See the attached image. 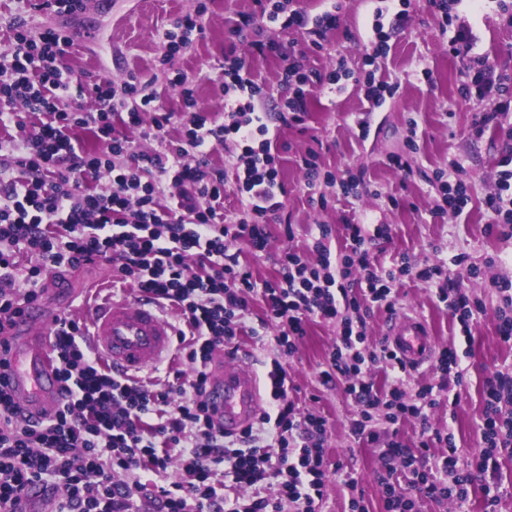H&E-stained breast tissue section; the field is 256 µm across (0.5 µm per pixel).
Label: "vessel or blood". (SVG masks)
Returning a JSON list of instances; mask_svg holds the SVG:
<instances>
[{"label": "vessel or blood", "mask_w": 512, "mask_h": 512, "mask_svg": "<svg viewBox=\"0 0 512 512\" xmlns=\"http://www.w3.org/2000/svg\"><path fill=\"white\" fill-rule=\"evenodd\" d=\"M46 306L31 305L17 318L0 344L7 349V367L0 369V388L32 419L44 421L55 415L60 389L52 353V336L45 333L62 299L47 289ZM93 345L113 371L135 374L160 364L170 352L177 334L175 326L147 301L108 298L90 311ZM384 341L409 367L434 361L437 345L427 320L419 313L397 312L389 322ZM209 406L236 434L251 424L264 409L261 383L255 372L222 363L210 370Z\"/></svg>", "instance_id": "obj_1"}]
</instances>
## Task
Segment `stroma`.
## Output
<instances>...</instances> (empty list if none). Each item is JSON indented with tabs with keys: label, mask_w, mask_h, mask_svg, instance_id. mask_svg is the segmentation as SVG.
I'll list each match as a JSON object with an SVG mask.
<instances>
[{
	"label": "stroma",
	"mask_w": 512,
	"mask_h": 512,
	"mask_svg": "<svg viewBox=\"0 0 512 512\" xmlns=\"http://www.w3.org/2000/svg\"><path fill=\"white\" fill-rule=\"evenodd\" d=\"M379 5L380 0H348L338 28L326 34L319 49L311 45L304 32L284 29L276 23L269 25V35L280 43L294 45L297 58L307 68L323 71L341 62L357 73L364 67L366 24ZM195 9L202 12L204 35L182 48L172 65L193 76L198 109L219 119L224 114V94L217 69L225 52L233 48L238 54L251 56L247 43L230 42L228 30L242 15L256 11L254 0H102L98 10L74 17L55 13L38 16L37 25L60 30L93 29L95 40L74 55V65L94 79L118 80L127 69L141 70L154 78L164 107L174 109L179 105L177 95L168 89L158 58L165 30L179 16ZM453 13L458 22L471 27L476 37L475 53L486 58L497 72L512 77V23L500 14L494 0H458ZM441 24L442 18L429 0H414L408 18L392 34L387 55L375 63L378 76L397 86L382 106L370 108L363 86L351 81L332 91L314 90L304 125L286 127L281 132L285 145L281 172L288 187L282 215L291 220L294 236L286 238L282 222L271 224L267 249L256 255L241 253L240 260L250 265L257 279H274L288 245L305 246L317 225L326 224L332 230L333 245L341 246L344 224L363 216L391 227L390 239L376 249L382 263H392L403 254L416 261L450 259L451 276L483 301L486 312L475 324L473 342L462 359L465 380L459 389V404L442 405L433 414L431 424L454 433L458 467L471 471L483 447L484 380L494 372L512 370V347L497 339L495 321L499 304L495 285L512 281V236L489 229L490 217L483 206L484 197L494 187L497 162L505 150L512 149V138L499 128L487 129L479 137L472 135L474 114L493 109L495 103L462 97L465 64L450 52V35L443 32ZM251 58L257 80L276 87L281 60L273 55ZM425 66L433 72L432 82L418 75ZM360 118L370 125L364 139L359 138L356 126ZM411 133L417 144L413 150L406 145ZM310 148L318 152L321 169L337 177L336 183L324 182L317 187L328 199L324 208L310 202L304 172L297 164L299 154ZM394 154L404 155L409 161L411 175H402L389 166L388 159ZM454 165L463 170L472 201L460 216H433L436 192L424 175ZM351 170L365 173L357 198L343 197L338 185ZM459 254L466 258L461 266L453 263ZM490 257L497 260L491 267L485 264ZM472 265L480 267L479 276L469 275ZM111 279L112 268L108 265L66 274L64 287L80 291L71 307L74 317L86 318L91 301L111 293L138 298V291L132 288L112 292L105 289V282ZM397 307L419 312L428 320L437 345L448 344L452 336L449 315L423 284L406 282ZM335 337V324L315 320L298 353L285 362L292 384L299 388L294 396L298 409L314 410L327 417L328 460L342 465L340 472L329 473L318 512H348L350 492L345 481L350 477L357 479L369 512H384L381 489L374 480L376 451L355 442L349 431L356 408L342 386L326 388L320 383L319 374L326 367Z\"/></svg>",
	"instance_id": "1"
}]
</instances>
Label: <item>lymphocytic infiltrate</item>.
<instances>
[{
	"label": "lymphocytic infiltrate",
	"mask_w": 512,
	"mask_h": 512,
	"mask_svg": "<svg viewBox=\"0 0 512 512\" xmlns=\"http://www.w3.org/2000/svg\"><path fill=\"white\" fill-rule=\"evenodd\" d=\"M293 0H263L259 13L243 16L232 36L248 41L254 52L284 59L276 89L255 79L243 59L225 55L218 79L224 90V118L215 120L196 108L188 73L171 68L180 49L203 28L198 13L179 17L167 30L162 64L168 84L180 94L181 109H164L157 91L142 74L127 72L86 84L68 60L73 33L32 26L34 0H18L6 25L10 56L0 55V334L15 323L23 306L40 299L44 273L56 281L66 272L110 264L119 282L137 288L157 303L173 307L183 325L177 343L190 375L174 383L146 385L115 378L87 343L86 325L62 317L53 331V352L63 402L56 415L38 425L19 421L13 400L0 390V512H18L20 501L38 491L55 492L54 512H316L324 497L328 461V421L299 412L290 395L283 358L293 356L315 319L335 322L336 341L320 382L342 385L357 408L351 435L374 445L380 467L376 480L386 512H419L420 499L466 500L502 455H512V372H497L483 387L481 435L484 447L475 471L457 468L455 436L432 428L429 419L439 395L463 380L455 345L442 347L433 363L438 384L420 380L408 386L403 362L383 343H369L367 316L372 309L394 311L404 280L430 288L444 304L465 341L485 308L448 274L447 261L413 263L401 257L380 265L370 254L376 240L388 237L386 224H348L345 243L333 248L331 230L319 225L310 243L288 249L278 278L263 282L229 251L244 242L265 251L268 226L284 208L278 130L262 104L277 96L280 125H301L311 89L339 86L349 78L343 66L328 71L305 68L294 52L269 38L267 24L307 30L313 42L335 29L342 9L337 0L316 17L295 8ZM358 77L367 101L381 106L392 84L377 79L376 58L388 47L382 18L372 24ZM466 62L464 98L505 95L508 78L496 74L473 53L470 30L457 26L450 41ZM147 126L155 149L144 151L125 134ZM96 149H88L85 136ZM233 143L238 150L235 185L244 218L224 215V171L212 166V144ZM496 188L484 199L495 227L512 226V152L498 162ZM108 177V188L98 186ZM438 192L435 212L459 214L471 201L459 169L433 172ZM32 258L25 288H16L21 258ZM262 299L281 332L277 356L267 373L269 401L257 420L236 435L217 430L209 414V370L218 348L237 351L246 336L263 334L246 323L255 299ZM389 425L414 420L418 442L405 444L397 434L373 429L376 419ZM437 460L428 471V457ZM183 479L161 484L172 460ZM156 476L146 485L135 472ZM405 472L418 497L406 495L393 476ZM232 478L247 496L225 503L213 479ZM275 479L272 495L258 484Z\"/></svg>",
	"instance_id": "f902f5d3"
}]
</instances>
